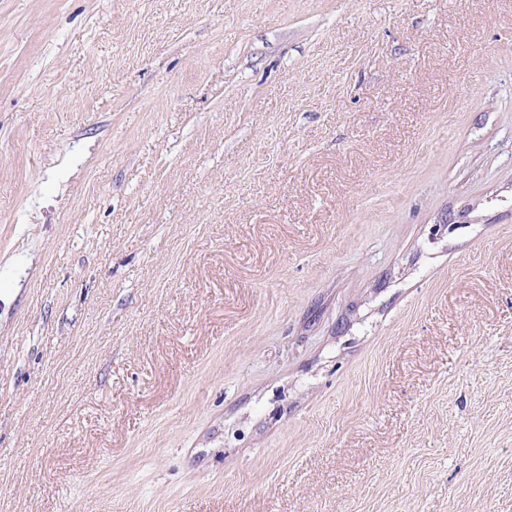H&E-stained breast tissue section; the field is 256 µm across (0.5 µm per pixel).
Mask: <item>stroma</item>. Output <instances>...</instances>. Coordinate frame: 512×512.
<instances>
[{
	"mask_svg": "<svg viewBox=\"0 0 512 512\" xmlns=\"http://www.w3.org/2000/svg\"><path fill=\"white\" fill-rule=\"evenodd\" d=\"M0 512H512V0H0Z\"/></svg>",
	"mask_w": 512,
	"mask_h": 512,
	"instance_id": "35a3bbf8",
	"label": "stroma"
}]
</instances>
